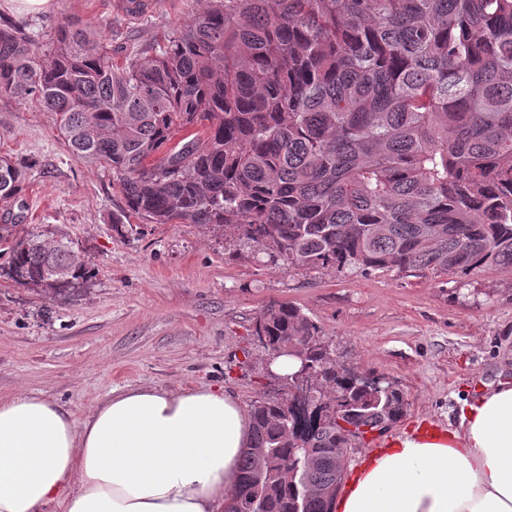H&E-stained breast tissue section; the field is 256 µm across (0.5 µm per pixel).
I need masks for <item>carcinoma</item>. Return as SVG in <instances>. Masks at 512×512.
<instances>
[{"mask_svg":"<svg viewBox=\"0 0 512 512\" xmlns=\"http://www.w3.org/2000/svg\"><path fill=\"white\" fill-rule=\"evenodd\" d=\"M0 97L54 113L148 224L229 227L302 271L512 267V0H205L122 63L67 19L48 46L3 20ZM31 166L0 157V208ZM0 240L8 277L45 300L89 281L69 241L16 224ZM255 335L308 354L329 410L255 400L227 512H334L343 449L400 420L404 393L336 368L296 307L268 308Z\"/></svg>","mask_w":512,"mask_h":512,"instance_id":"obj_1","label":"carcinoma"}]
</instances>
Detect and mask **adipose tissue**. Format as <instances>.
I'll return each instance as SVG.
<instances>
[{"label": "adipose tissue", "instance_id": "obj_1", "mask_svg": "<svg viewBox=\"0 0 512 512\" xmlns=\"http://www.w3.org/2000/svg\"><path fill=\"white\" fill-rule=\"evenodd\" d=\"M252 421L223 387L113 392L83 422L31 393L0 397V512H224ZM338 512H512V383L459 428L384 440Z\"/></svg>", "mask_w": 512, "mask_h": 512}]
</instances>
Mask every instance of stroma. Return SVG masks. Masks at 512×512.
<instances>
[{
	"label": "stroma",
	"mask_w": 512,
	"mask_h": 512,
	"mask_svg": "<svg viewBox=\"0 0 512 512\" xmlns=\"http://www.w3.org/2000/svg\"><path fill=\"white\" fill-rule=\"evenodd\" d=\"M124 0H52L31 12L0 0V15L50 43L66 18L98 31L115 60L157 50L199 9L198 0H155L132 16ZM28 162L17 223L66 236L92 264L85 293L42 299L6 274L0 256V396L33 393L83 419L112 390L221 386L243 407L277 400L287 385L255 339L257 318L290 304L315 322L337 365L386 377L408 401L387 434H368L345 458L344 478L385 435L459 422L484 385L512 379V267L467 277L305 273L271 261L230 228L112 218L124 202L112 174L74 160L53 113L0 98V155Z\"/></svg>",
	"instance_id": "1"
}]
</instances>
